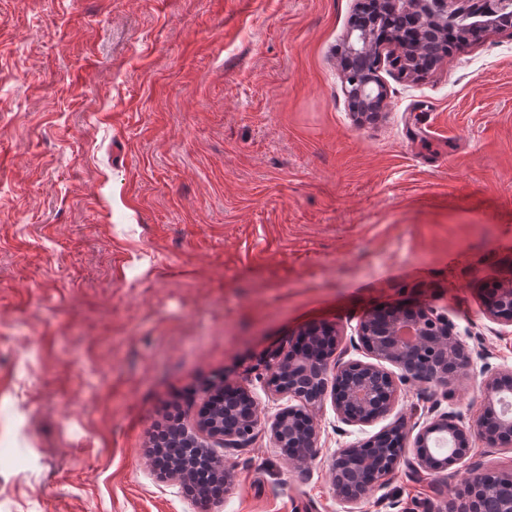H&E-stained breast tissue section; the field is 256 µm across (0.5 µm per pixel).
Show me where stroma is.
<instances>
[{
    "instance_id": "stroma-1",
    "label": "stroma",
    "mask_w": 512,
    "mask_h": 512,
    "mask_svg": "<svg viewBox=\"0 0 512 512\" xmlns=\"http://www.w3.org/2000/svg\"><path fill=\"white\" fill-rule=\"evenodd\" d=\"M355 4L0 0V512H200L155 475L157 430L194 429L227 381L270 420L267 356L383 305L447 314L467 366L403 382L362 428L324 403L301 469L260 432L205 508L440 512L469 467L512 470L475 437L443 474L336 495L335 449L434 408L472 422L512 369L482 300L512 278V34L414 79L383 67L361 124L340 67Z\"/></svg>"
}]
</instances>
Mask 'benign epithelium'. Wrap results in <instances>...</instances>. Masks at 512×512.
<instances>
[{"label":"benign epithelium","instance_id":"obj_1","mask_svg":"<svg viewBox=\"0 0 512 512\" xmlns=\"http://www.w3.org/2000/svg\"><path fill=\"white\" fill-rule=\"evenodd\" d=\"M383 15L410 18L414 40L377 39L370 25ZM450 27L462 45L483 32L512 30V0H357L344 55L354 66L344 69V92L356 118H371L385 105L383 63L405 76L423 72L436 62L424 48L441 40ZM484 303L493 322L512 326V279L486 294ZM297 336L300 345L283 349L268 364V384L274 394L299 405L281 408L266 426L275 447L297 467L315 456L314 412L326 399H331L337 419L347 426H367L390 412L398 385L384 363L416 380L444 383L470 360L468 346L448 316L421 305L377 308L360 320L352 346L363 349L369 362L349 358L333 326L303 327ZM482 393L485 410L470 425L444 411L428 418L413 437L398 426L378 433L360 448L337 449L332 473L338 496L345 503L359 501L409 454L415 470L440 474L467 456L474 434L494 446L512 447V411L496 409L504 405L505 395H512V370L486 378ZM259 426L258 405L249 387L226 382L206 402L198 433L185 435L191 447H201L199 433L212 442L201 448L224 476L227 489L231 474L224 470V455L217 449L232 454L245 451L255 441ZM441 436L451 441L449 458L432 450ZM493 486L488 473L473 468L463 487L446 500L444 512H484V500Z\"/></svg>","mask_w":512,"mask_h":512}]
</instances>
